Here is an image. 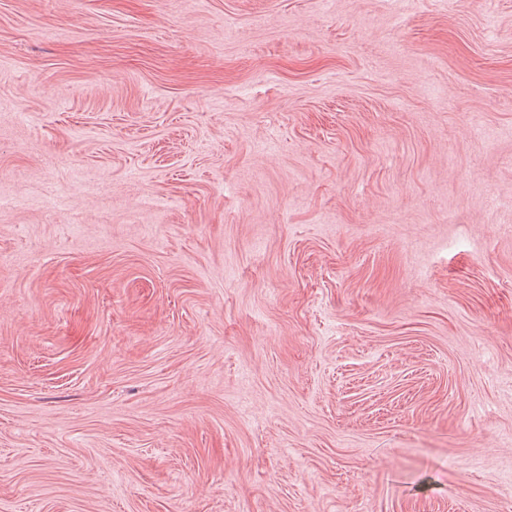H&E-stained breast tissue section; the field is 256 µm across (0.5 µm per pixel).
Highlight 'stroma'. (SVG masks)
Returning <instances> with one entry per match:
<instances>
[{
    "label": "stroma",
    "instance_id": "1",
    "mask_svg": "<svg viewBox=\"0 0 512 512\" xmlns=\"http://www.w3.org/2000/svg\"><path fill=\"white\" fill-rule=\"evenodd\" d=\"M0 512H512V0H0Z\"/></svg>",
    "mask_w": 512,
    "mask_h": 512
}]
</instances>
